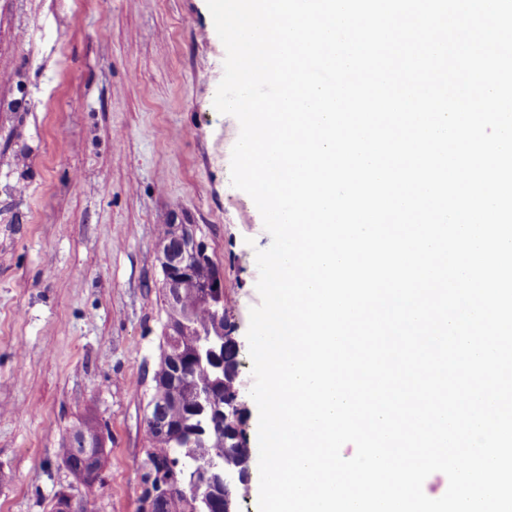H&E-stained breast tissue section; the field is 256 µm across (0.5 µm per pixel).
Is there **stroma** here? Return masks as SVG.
<instances>
[{
  "label": "stroma",
  "mask_w": 512,
  "mask_h": 512,
  "mask_svg": "<svg viewBox=\"0 0 512 512\" xmlns=\"http://www.w3.org/2000/svg\"><path fill=\"white\" fill-rule=\"evenodd\" d=\"M206 0H0V512H141L146 403L164 312L157 227L203 228L240 345L271 237L231 184L237 119ZM96 418L100 481L58 450Z\"/></svg>",
  "instance_id": "obj_1"
}]
</instances>
